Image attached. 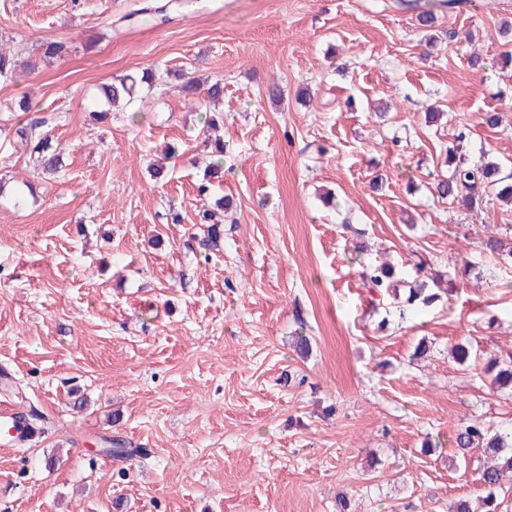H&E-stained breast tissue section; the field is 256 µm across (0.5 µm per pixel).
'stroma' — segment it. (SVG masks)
<instances>
[{
  "instance_id": "stroma-1",
  "label": "stroma",
  "mask_w": 512,
  "mask_h": 512,
  "mask_svg": "<svg viewBox=\"0 0 512 512\" xmlns=\"http://www.w3.org/2000/svg\"><path fill=\"white\" fill-rule=\"evenodd\" d=\"M143 2L0 0V47L36 62L0 82V366L13 377L0 406L38 415L35 439L0 444V512L478 502L482 455L457 462L451 438L475 419L511 425L512 397L448 350L512 351V265L482 247L489 224L512 239V206L472 212L433 183L463 125L472 159L512 161V71L499 68L512 9L155 0L165 15L143 16ZM47 39L68 54L40 61ZM474 52L484 69L469 67ZM146 68L224 82L213 195L231 206L210 255L193 240L204 114L170 80L93 118L98 85ZM24 94L31 111H12ZM433 108L444 117L430 126ZM32 119L64 150L57 175L39 174L14 133ZM168 143L182 154L154 179ZM26 180L37 194L15 204ZM382 261L399 280L453 286L401 312L365 276ZM422 340L430 354L413 359ZM104 436L137 456L91 453Z\"/></svg>"
}]
</instances>
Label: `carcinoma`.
<instances>
[{
	"mask_svg": "<svg viewBox=\"0 0 512 512\" xmlns=\"http://www.w3.org/2000/svg\"><path fill=\"white\" fill-rule=\"evenodd\" d=\"M68 51L66 42L50 40L42 43L41 52L45 59L62 58ZM31 64L21 56L0 48V81H12L28 72ZM176 76L180 81L179 93L192 108L200 112H208L202 130V145L209 151L211 162L204 172L202 181L197 185L198 195L206 197L210 194L212 182L224 176V144L219 138L212 137V131L218 124L215 112L224 101V83L215 79L205 83L189 73L171 70L158 71L147 68L137 75H127L112 83H103L98 88L96 109L93 115L100 121H105L112 106L124 100H130L136 89L145 86L149 89L162 85L165 79ZM37 125L21 124L15 129L16 136L27 144H33L32 151L36 154L38 170L43 174H55L63 168L61 151L46 133L36 132ZM436 194L442 198L457 203L471 211L480 208L494 197L501 201L512 203V173L504 172V166L495 161L480 165L466 159L459 145L448 150V174L436 181ZM216 209H206L202 212L201 223L207 225L203 234L196 237L199 249L206 253L218 250L224 237V199L215 201ZM365 272L372 284L377 288H391L393 271L384 264H371ZM438 298L435 293H426L423 285H412L408 288L407 296L401 302L403 307H413L417 304L429 305ZM453 356L462 365L476 363L480 355L469 344L458 343L453 346ZM483 370L496 372L495 381L498 389H506L512 393V351L490 358ZM452 443L461 456L478 448L485 456L480 472L483 486V500L490 512L496 509V492L503 481L512 477V428L504 430L487 425L479 420L460 428L453 436Z\"/></svg>",
	"mask_w": 512,
	"mask_h": 512,
	"instance_id": "obj_1",
	"label": "carcinoma"
}]
</instances>
